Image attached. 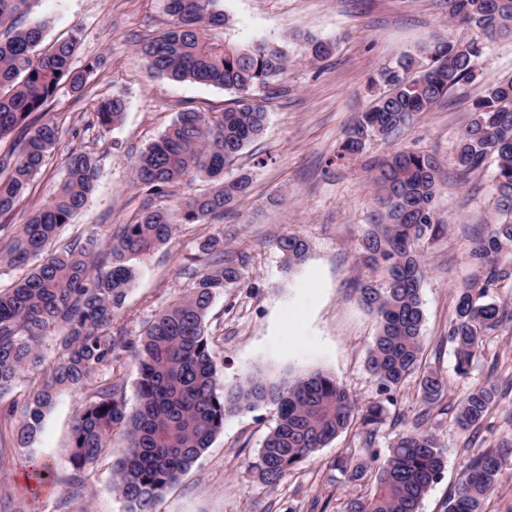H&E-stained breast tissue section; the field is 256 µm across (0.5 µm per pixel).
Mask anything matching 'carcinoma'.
<instances>
[{"mask_svg":"<svg viewBox=\"0 0 512 512\" xmlns=\"http://www.w3.org/2000/svg\"><path fill=\"white\" fill-rule=\"evenodd\" d=\"M217 0H166L173 25L140 47L156 75L230 90L235 106L218 116L187 109L134 162V181L152 202L132 223L112 232L103 245L92 232L54 251L51 244L96 188L99 165L85 151L67 159V177L52 197L18 225L5 250L9 265L25 270L9 287H0V399L24 374L42 372L38 390L22 409L12 403L0 412L16 411L22 423L16 444L27 448L41 431L47 411L59 396L88 384L99 368L129 356L136 362L138 404L127 408L123 380L98 382L91 399L80 406L72 427L70 485L84 487L86 472L120 438L112 467L111 488L128 504V512H157L165 493L210 448L224 420L261 406L276 409V425L250 463L258 482L269 488L352 424L360 426L362 447L336 456L331 465L350 482L371 489L348 500L345 512H419L421 501L440 479L446 449L436 435L419 425L400 432L386 454L375 449L387 424L394 394L412 376L427 405L437 404L448 380L433 370L420 371L423 350L424 278L421 246L444 235L446 225L434 212L440 162L432 154L402 148L382 159L375 174L378 192L372 223L357 241L361 262L382 276L359 284V301L377 323L366 367L378 382L380 398L356 403L337 378L324 371L269 380L259 374L226 387L218 381L217 360L206 334V316L217 294L228 284H242L248 256L224 258V238L210 236L199 245L208 257L204 271L184 295L156 312L144 332L133 338L112 334V320L125 303L139 273L138 262L167 243L177 224H221L235 213L238 199L249 192L251 175H226L238 154L258 139L268 113L252 98L253 90L272 85L288 68L284 47L263 40L228 46L207 37L228 16ZM27 0H0V141L14 138L15 151L0 155V217L24 199L59 128L37 119L61 83L78 90L87 75L72 67L79 30L45 43L46 23L15 26ZM449 15L493 39L512 31V0H448ZM314 61L328 58L335 43L306 38ZM485 45L450 39L421 60L398 59L380 74L388 91L357 113L339 146L337 158L362 154L373 138L390 141L429 111L448 91L475 77ZM474 118L461 133L454 165L466 177L495 163L492 172L500 218L489 233L472 240L474 278L458 290L448 336L457 372L469 373L483 338L512 311L486 302L487 289L512 280V78L493 84L474 105ZM127 110L120 96L100 101L97 124L107 131L119 125ZM197 178L212 183L204 193L183 197L172 209L155 200ZM283 267L301 265L308 241L295 232L275 239ZM59 337L58 357L47 363L44 342ZM497 401L489 385L469 390L456 408L455 423L467 429L480 423ZM505 446L473 455L446 502L444 512H483V505L502 475Z\"/></svg>","mask_w":512,"mask_h":512,"instance_id":"obj_1","label":"carcinoma"}]
</instances>
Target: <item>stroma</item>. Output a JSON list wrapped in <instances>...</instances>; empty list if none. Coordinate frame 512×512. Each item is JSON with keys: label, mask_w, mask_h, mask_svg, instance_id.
Instances as JSON below:
<instances>
[{"label": "stroma", "mask_w": 512, "mask_h": 512, "mask_svg": "<svg viewBox=\"0 0 512 512\" xmlns=\"http://www.w3.org/2000/svg\"><path fill=\"white\" fill-rule=\"evenodd\" d=\"M218 7L228 22L210 28V37L229 45L262 38L288 49L285 74L256 93L269 115L267 127L233 166L250 173V191L238 201L235 217L221 224L179 225L168 243L140 259L139 276L112 329L128 337L141 334L156 312L191 288L202 268L200 242L220 233L225 256L249 257L243 285L225 288L206 320L221 383L231 386L252 373L276 380L322 370L342 382L358 403L378 398V383L366 368L376 321L354 290L357 282L375 274L356 260V241L371 222L376 164L401 147L435 154L441 163L435 212L448 231L421 248L422 364L447 378L448 391L439 406L428 409L416 379H409L390 409L397 422L380 431L376 446L386 451L397 432L428 413L427 426L446 450V466L420 512H444L466 461L512 433V321L485 337L481 355L463 377L456 372L448 339L455 291L472 274V238L488 233L498 217L491 170L462 176L452 153L474 116V102L493 83L512 77V35L491 42L475 78L450 90L395 140H371L361 157L331 167L327 161L354 115L384 92L378 81L382 69L405 54L426 55L451 38L481 39V32L451 22L448 0H220ZM37 21L47 22L51 41L80 29L74 68L84 69L94 60L99 66L82 90L66 83L58 87L48 116L58 125L59 138L9 224L25 223L47 202L66 175L70 149L80 146L97 157L100 177L58 243L91 232L106 237L130 223L147 203L133 182L136 155L179 112L192 108L217 115L232 105L234 96L150 74L139 48L167 29L166 0H28L18 24ZM308 34L335 41L329 59L310 60L304 42ZM114 95L123 96L128 108L122 123L105 132L96 123V106ZM260 156L268 158L267 166L256 165ZM286 230L310 244L305 262L291 272L273 245ZM481 384L495 386L497 406L479 425L461 430L454 422L455 409L471 387ZM92 392L88 385L61 395L27 449L14 443L16 423L0 422V498L14 512H62L60 504L72 491L73 420ZM276 421L270 407L226 418L223 431L169 489L158 512H344L350 498L366 492V485L349 482L331 468L336 455L359 447L355 426L291 470L277 487L258 484L249 464ZM36 462L48 464L50 478L33 499L27 487ZM112 463L108 451L88 471L73 512H127L126 502L110 489Z\"/></svg>", "instance_id": "1"}]
</instances>
